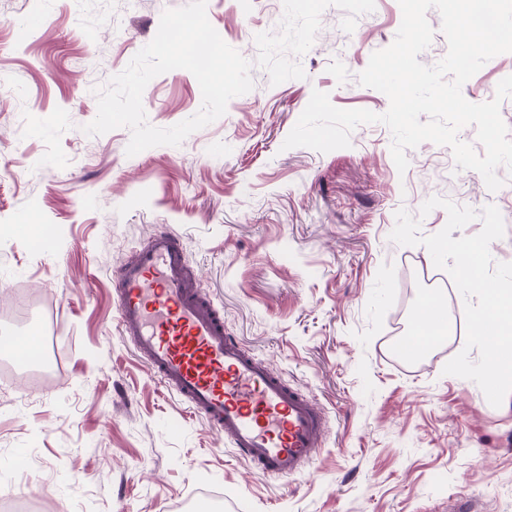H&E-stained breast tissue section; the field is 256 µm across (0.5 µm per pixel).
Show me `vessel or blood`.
I'll return each instance as SVG.
<instances>
[{"mask_svg":"<svg viewBox=\"0 0 512 512\" xmlns=\"http://www.w3.org/2000/svg\"><path fill=\"white\" fill-rule=\"evenodd\" d=\"M117 278L121 335L253 473L288 478L312 466L326 428L322 410L229 335L220 309L191 287L178 237L154 233Z\"/></svg>","mask_w":512,"mask_h":512,"instance_id":"obj_1","label":"vessel or blood"}]
</instances>
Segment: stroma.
<instances>
[{
    "mask_svg": "<svg viewBox=\"0 0 512 512\" xmlns=\"http://www.w3.org/2000/svg\"><path fill=\"white\" fill-rule=\"evenodd\" d=\"M188 0H0V334L50 327L53 381L20 383L0 354V501L39 512H180L206 494L228 512H512V394L488 403L444 374L466 344L464 299L426 247L390 234L398 210L438 196L500 211L494 262L512 263V174L490 191L449 147L407 150L364 124L327 153L282 144L312 91L341 109L387 111L357 76L388 47L398 0H207L221 38L252 64L253 89L177 146L127 156L131 132L99 136L96 89L143 48L164 10ZM41 23L19 35L16 25ZM512 53L462 87L490 101ZM143 106L168 128L202 95L189 71L153 78ZM27 219L26 240L7 228ZM427 236L444 209L420 216ZM178 234L197 286L231 336L328 415L305 473H252L223 438L164 390L121 336L113 272L160 228ZM443 294L454 331L417 362L392 345L424 293Z\"/></svg>",
    "mask_w": 512,
    "mask_h": 512,
    "instance_id": "35a3bbf8",
    "label": "stroma"
}]
</instances>
